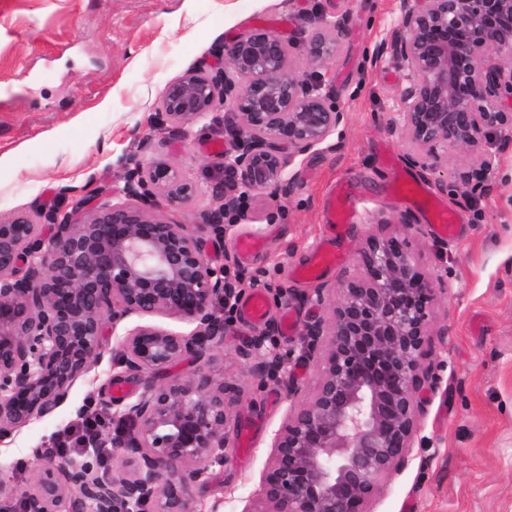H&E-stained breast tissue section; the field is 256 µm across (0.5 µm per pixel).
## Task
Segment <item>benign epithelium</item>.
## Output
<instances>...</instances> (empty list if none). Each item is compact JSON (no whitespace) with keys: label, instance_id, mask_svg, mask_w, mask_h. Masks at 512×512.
I'll use <instances>...</instances> for the list:
<instances>
[{"label":"benign epithelium","instance_id":"obj_1","mask_svg":"<svg viewBox=\"0 0 512 512\" xmlns=\"http://www.w3.org/2000/svg\"><path fill=\"white\" fill-rule=\"evenodd\" d=\"M400 30L385 34L374 60L389 55L406 71L400 96L405 141L434 171L454 146L472 152L485 132L512 148V0H398ZM344 19L307 31V60L336 56ZM217 71L205 62L170 82L151 132L135 156L120 160L117 194L98 189L94 204L71 211L34 210L0 220V440L50 417L74 383L102 356L101 337L132 316L163 315L193 326L187 334L138 324L124 329L119 360L131 376L161 371L186 356L200 363L184 378L144 382L136 398L112 409L113 430L85 441V454L117 448L137 460L127 476H98L85 461H58L57 441L36 449L41 466L22 512H191L189 484L227 462L226 429L234 397L207 365L224 343V317L238 286L224 265L206 259L224 239V215L242 194L287 192V169L328 143L345 122L331 80L294 73L289 44L260 28L237 36ZM231 110L230 148L222 158L218 206L180 224L178 210L199 193L187 174L162 158L175 138L217 106ZM49 225L46 235L41 226ZM434 288L409 249L372 240L359 272L343 281L327 322L306 327L300 357L317 363L310 396L289 406L273 434L261 484L265 512H370L384 481L405 465L418 432L417 381ZM267 327L246 356L262 372L288 377L295 350L282 352Z\"/></svg>","mask_w":512,"mask_h":512}]
</instances>
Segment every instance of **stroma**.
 Here are the masks:
<instances>
[{"label":"stroma","mask_w":512,"mask_h":512,"mask_svg":"<svg viewBox=\"0 0 512 512\" xmlns=\"http://www.w3.org/2000/svg\"><path fill=\"white\" fill-rule=\"evenodd\" d=\"M336 18L345 21L340 48L324 68L347 119L334 148L291 165L288 193L248 194L242 211L225 219L230 230L220 252L230 258L228 275H263L266 316L250 322L239 303L224 317V343L210 369L236 396L228 460L211 468L207 484L189 488L190 508L260 507L272 436L290 399L281 379L258 375L245 359L249 338L273 325L281 349L298 348L307 325L327 320L342 281L375 237L406 241L435 295L417 392L422 444L386 480L371 510L402 512L409 503L414 512H512V151L499 153L490 134L479 154L449 149L437 170L410 161L398 114L405 70L392 58H374L379 39L399 25L396 0H0V218L38 206L66 212L78 191L118 186L117 161L148 133L167 84L203 61L224 66L222 47L244 31L260 27L286 40L297 74L311 76L303 33ZM229 143L207 118L165 148V159L200 189L172 220L191 224L215 207L220 148ZM494 153L500 161L490 178L460 184V171ZM396 168L425 188L423 198L412 203L397 192ZM340 183L350 189L352 216L335 231L325 213ZM64 186L72 194L60 195ZM436 203L457 215L455 238L434 233ZM245 235L263 243L248 259L236 248ZM322 238L331 239L340 261L317 279H298L295 268ZM318 289L320 303L312 299ZM287 312L295 318L288 336L279 330ZM118 357L116 337L105 334L102 360L75 382L66 403L0 441V503L18 505L34 487L35 448L80 411L111 414L113 384L140 390Z\"/></svg>","instance_id":"stroma-1"}]
</instances>
